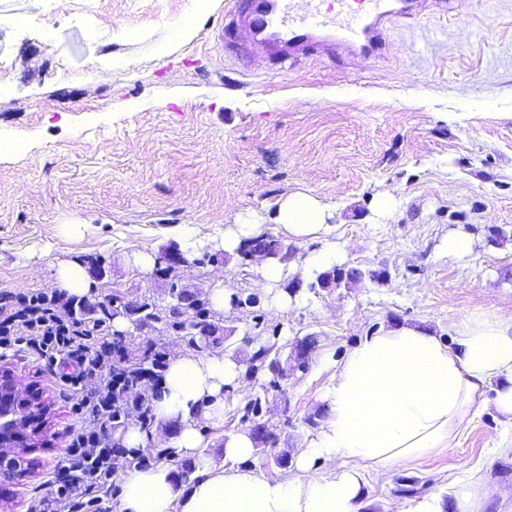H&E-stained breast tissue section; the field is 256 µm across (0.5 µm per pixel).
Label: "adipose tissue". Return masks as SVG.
<instances>
[{"label":"adipose tissue","instance_id":"ef3b65f1","mask_svg":"<svg viewBox=\"0 0 512 512\" xmlns=\"http://www.w3.org/2000/svg\"><path fill=\"white\" fill-rule=\"evenodd\" d=\"M330 216L321 199L296 193L279 203L273 220L291 237L312 239ZM239 377V365L223 352L175 349L153 411L157 421H181L171 446L190 462L193 480L181 487L165 463L125 467L117 512H360L369 472L452 448L486 388L494 390L496 411L512 420V321L475 313L449 343L407 324L366 336L336 366L316 437L276 480L248 467L256 451L248 432L217 443L202 435L222 431L224 392ZM325 461L332 470H322Z\"/></svg>","mask_w":512,"mask_h":512}]
</instances>
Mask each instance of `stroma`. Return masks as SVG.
<instances>
[{"mask_svg":"<svg viewBox=\"0 0 512 512\" xmlns=\"http://www.w3.org/2000/svg\"><path fill=\"white\" fill-rule=\"evenodd\" d=\"M232 0H0V293L54 287L53 264L82 261L91 305L113 313L111 335L130 360L147 342L166 353L188 347L182 332H160L130 308L171 299L170 284L199 296L253 293L269 325L291 342L316 339L306 370L289 372L263 415L276 447L250 460L280 477L276 456L295 458L327 414L336 363L365 336L399 323L451 341L481 311L512 321V0H457L452 11L390 35L387 60L319 57L283 65L245 45L223 48L219 28ZM194 19L191 38L179 37ZM396 205L378 213L375 198ZM308 192L332 207L329 231L295 240L289 276L305 286L278 305L280 283H265L262 259L225 262L224 232L239 217H271L279 202ZM79 224L80 237L60 234ZM196 228L204 266L174 274L140 270L130 245L159 255L183 247ZM469 238L463 258L442 248ZM335 252L339 264L387 267L370 280L309 289V257ZM230 337L201 340L202 353L250 351L251 315L233 307L214 317ZM19 386L49 406L47 446L24 481L0 485V512H40L51 472L83 423L59 367L35 352L0 355ZM493 390L456 437L452 452L370 474L361 512H398L447 496L470 471L498 489L481 512H512V421ZM417 481L413 495L401 478Z\"/></svg>","mask_w":512,"mask_h":512,"instance_id":"stroma-1","label":"stroma"}]
</instances>
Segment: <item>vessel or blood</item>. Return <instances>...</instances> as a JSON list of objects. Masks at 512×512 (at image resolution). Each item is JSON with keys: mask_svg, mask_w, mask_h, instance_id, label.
<instances>
[{"mask_svg": "<svg viewBox=\"0 0 512 512\" xmlns=\"http://www.w3.org/2000/svg\"><path fill=\"white\" fill-rule=\"evenodd\" d=\"M418 0H237L225 14L280 61L339 52L385 57L390 29L419 19Z\"/></svg>", "mask_w": 512, "mask_h": 512, "instance_id": "b4317fda", "label": "vessel or blood"}]
</instances>
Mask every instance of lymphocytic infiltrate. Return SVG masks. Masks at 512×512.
<instances>
[{
	"mask_svg": "<svg viewBox=\"0 0 512 512\" xmlns=\"http://www.w3.org/2000/svg\"><path fill=\"white\" fill-rule=\"evenodd\" d=\"M109 319L105 311L77 312L75 301L56 290L0 297V353L23 344L44 356L63 355L85 420L48 484L42 512H90L129 454L116 436L128 408L137 409L142 426L153 419L151 403L162 390L167 354L151 342L140 361L129 360L122 341L109 334ZM135 387L140 395L133 399Z\"/></svg>",
	"mask_w": 512,
	"mask_h": 512,
	"instance_id": "f902f5d3",
	"label": "lymphocytic infiltrate"
}]
</instances>
